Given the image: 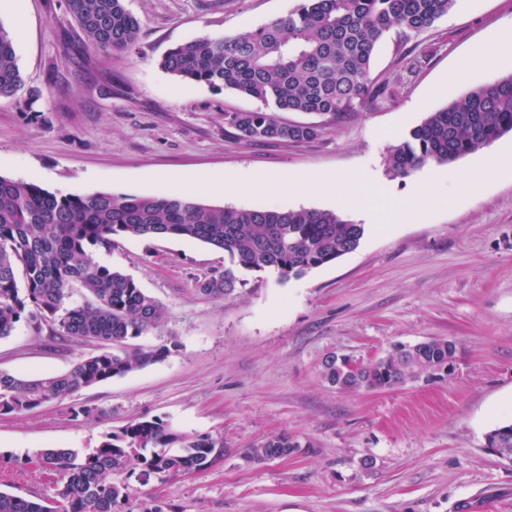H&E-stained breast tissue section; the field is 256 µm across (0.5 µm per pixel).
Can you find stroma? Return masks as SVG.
Returning a JSON list of instances; mask_svg holds the SVG:
<instances>
[{"mask_svg": "<svg viewBox=\"0 0 512 512\" xmlns=\"http://www.w3.org/2000/svg\"><path fill=\"white\" fill-rule=\"evenodd\" d=\"M141 30L135 49L70 59L76 25L66 0H0L14 36L32 113L0 102V175L64 194L190 195L213 205L335 210L357 214L349 190L386 177L383 208L404 200L413 177H387V146L471 89L512 73V62L468 70L465 54L512 21V0H458L417 39L421 65L407 72L406 44L389 35L371 76L388 94L328 125L307 143H250L230 136L224 115L257 101L162 70L171 47L232 35L286 15L298 0H125ZM501 156L498 176L463 190L465 172ZM422 212L366 225L358 248L299 278L245 271L243 286L216 299L197 279L223 267L222 250L184 239L124 238L98 252L168 311L161 333L176 348L162 362L19 415L0 416V491L50 496L34 454L81 453L133 419L162 418L188 434L222 435L212 467L134 485L124 512H457L493 495L481 512H512V462L485 448L512 421V133L443 166ZM340 175L343 192L283 196L266 178ZM234 176L226 196L207 184ZM430 337L456 344L444 379L381 391L343 392L321 377L333 353L357 361L393 344ZM94 344L52 346L48 331L20 323L0 339V371L61 373ZM96 410L93 418L74 409ZM285 434L303 453L248 463L241 449Z\"/></svg>", "mask_w": 512, "mask_h": 512, "instance_id": "1", "label": "stroma"}]
</instances>
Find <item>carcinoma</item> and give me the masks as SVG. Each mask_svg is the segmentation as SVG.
Here are the masks:
<instances>
[{"mask_svg":"<svg viewBox=\"0 0 512 512\" xmlns=\"http://www.w3.org/2000/svg\"><path fill=\"white\" fill-rule=\"evenodd\" d=\"M457 0H299L288 14L232 36H199L169 49L159 66L182 81L233 90L261 108L226 112L232 135L253 143H306L324 123L287 121L282 112L315 114L327 122L355 112L387 86L371 78L380 43L394 31L406 41L448 14ZM83 41L106 53L131 50L140 21L125 0H67ZM13 35L0 24V101L26 109L39 98L22 95ZM512 132V74L471 90L428 116L386 149L387 173L405 178L428 163L450 165ZM332 210L242 208L211 205L190 196H127L108 192H51L34 181L0 176V339L25 321L47 325L63 341H90L97 350L69 370L24 377L0 371V415H17L165 360L177 346L171 336L155 344L134 340L161 331L167 310L123 272L100 263L95 250L119 238H178L224 250L227 261L197 281L216 298L243 284L241 272L273 269L299 278L353 252L364 236ZM83 296L72 301L74 293ZM456 345L429 338L397 344L374 361L325 357L321 377L338 390L377 391L428 377L455 357ZM178 448H173V445ZM485 445L512 460V422L497 425ZM302 445L287 435L269 437L243 452L247 462L288 457ZM224 437L184 434L162 418L132 420L105 435L91 453L70 448L38 452L56 474L51 499L0 492V512H120L130 486L112 478L129 461L139 481L176 477L210 467L224 455Z\"/></svg>","mask_w":512,"mask_h":512,"instance_id":"cac0c4a2","label":"carcinoma"}]
</instances>
